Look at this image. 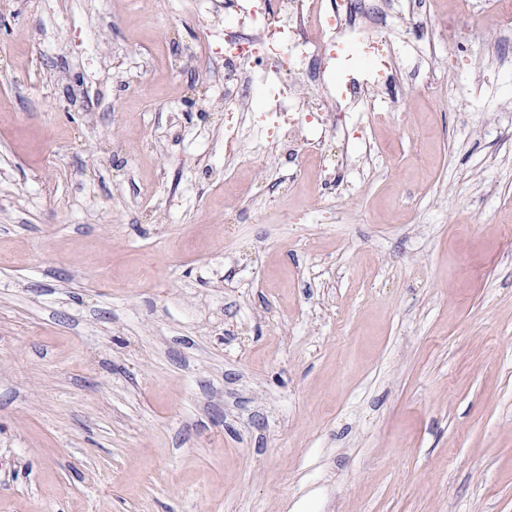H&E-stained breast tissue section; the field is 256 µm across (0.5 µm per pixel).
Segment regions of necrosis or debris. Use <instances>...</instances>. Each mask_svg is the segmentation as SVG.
Here are the masks:
<instances>
[{"mask_svg": "<svg viewBox=\"0 0 512 512\" xmlns=\"http://www.w3.org/2000/svg\"><path fill=\"white\" fill-rule=\"evenodd\" d=\"M431 6V0H340L336 11L327 12L322 0H282L275 12L269 0H253L243 17L233 6H225L224 41L212 49L224 60L225 154H236L251 130L257 135L254 152L274 149L287 156L310 135L347 129L352 120L329 93L309 99L295 85H255L256 68L274 73L295 60L314 86L329 90L339 82L346 96H370L385 74L398 66V42L416 38V19ZM387 12L399 20L402 37L385 29L369 33L367 20ZM347 48L371 74V82L336 72L337 53Z\"/></svg>", "mask_w": 512, "mask_h": 512, "instance_id": "necrosis-or-debris-1", "label": "necrosis or debris"}]
</instances>
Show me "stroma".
Listing matches in <instances>:
<instances>
[{
	"mask_svg": "<svg viewBox=\"0 0 512 512\" xmlns=\"http://www.w3.org/2000/svg\"><path fill=\"white\" fill-rule=\"evenodd\" d=\"M418 23L479 71L272 162L199 0H0V512H512V34Z\"/></svg>",
	"mask_w": 512,
	"mask_h": 512,
	"instance_id": "1",
	"label": "stroma"
}]
</instances>
